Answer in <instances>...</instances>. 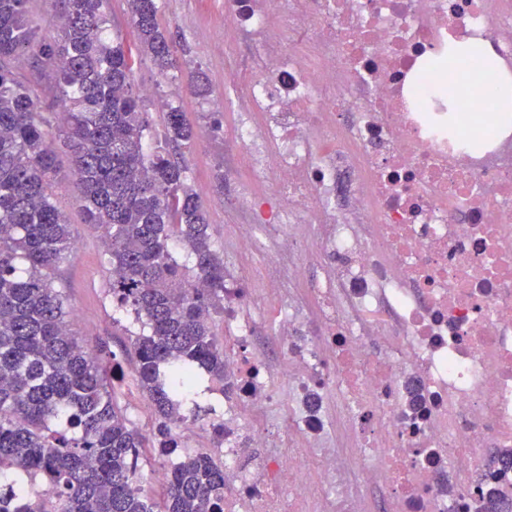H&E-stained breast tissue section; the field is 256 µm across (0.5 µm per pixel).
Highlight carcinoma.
<instances>
[{"label": "carcinoma", "mask_w": 512, "mask_h": 512, "mask_svg": "<svg viewBox=\"0 0 512 512\" xmlns=\"http://www.w3.org/2000/svg\"><path fill=\"white\" fill-rule=\"evenodd\" d=\"M28 4L0 0V512H223L224 465L184 452L172 425L188 420L184 407L201 410L202 379L224 393V344L212 332L224 313V256L187 183L197 134L172 104L152 142L137 59L203 100L207 84L160 28L159 0H127L133 46L109 34V0H53L54 41L40 37ZM23 66L50 80L58 107L43 105ZM71 176L86 223L103 231L112 307L139 327L126 330L125 355L154 411L147 435L118 401L106 367L116 353L74 335L54 283L74 256L54 202ZM147 448L169 463L159 501L142 484Z\"/></svg>", "instance_id": "obj_1"}]
</instances>
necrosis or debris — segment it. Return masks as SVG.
<instances>
[{
  "mask_svg": "<svg viewBox=\"0 0 512 512\" xmlns=\"http://www.w3.org/2000/svg\"><path fill=\"white\" fill-rule=\"evenodd\" d=\"M259 46L234 130L281 202L239 227L262 290L224 277V512H477L512 491V123L462 134L424 56L489 43L512 0H224ZM310 282L312 305L266 292ZM273 321L276 362L255 347Z\"/></svg>",
  "mask_w": 512,
  "mask_h": 512,
  "instance_id": "obj_1",
  "label": "necrosis or debris"
}]
</instances>
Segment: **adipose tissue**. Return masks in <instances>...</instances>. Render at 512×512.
<instances>
[{"label":"adipose tissue","mask_w":512,"mask_h":512,"mask_svg":"<svg viewBox=\"0 0 512 512\" xmlns=\"http://www.w3.org/2000/svg\"><path fill=\"white\" fill-rule=\"evenodd\" d=\"M449 93L467 92L493 112H512V75L504 73L489 44L476 38L456 43L442 64Z\"/></svg>","instance_id":"obj_1"}]
</instances>
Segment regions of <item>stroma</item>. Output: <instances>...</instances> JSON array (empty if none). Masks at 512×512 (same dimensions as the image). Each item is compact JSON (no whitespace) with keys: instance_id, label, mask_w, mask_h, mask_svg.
Returning a JSON list of instances; mask_svg holds the SVG:
<instances>
[{"instance_id":"obj_1","label":"stroma","mask_w":512,"mask_h":512,"mask_svg":"<svg viewBox=\"0 0 512 512\" xmlns=\"http://www.w3.org/2000/svg\"><path fill=\"white\" fill-rule=\"evenodd\" d=\"M158 21L172 39L178 56L205 74L210 94L202 99L188 89L168 84L150 60H143L135 71V80L139 86L153 91L145 102L152 131L157 136L163 133L165 110L159 104L163 98L174 99L193 127L219 122L218 137L198 139L187 155L189 183L193 189L210 190L203 203L215 246L224 254L225 266L245 276L253 275L260 266L269 264L272 257L267 253L236 252L238 226L246 218L224 208L225 197L234 194L249 177L233 145L235 114L231 104L224 101V86L233 71L248 65L254 52L253 41L233 34L231 22L224 14V0H161ZM218 182L224 185L220 195L212 191ZM80 196V187L73 181L55 191V203L71 226L74 243L79 246L71 262L59 269L56 285L73 310L75 334L88 347L104 342L116 351L125 338L124 328L113 320L102 234L86 224Z\"/></svg>"}]
</instances>
